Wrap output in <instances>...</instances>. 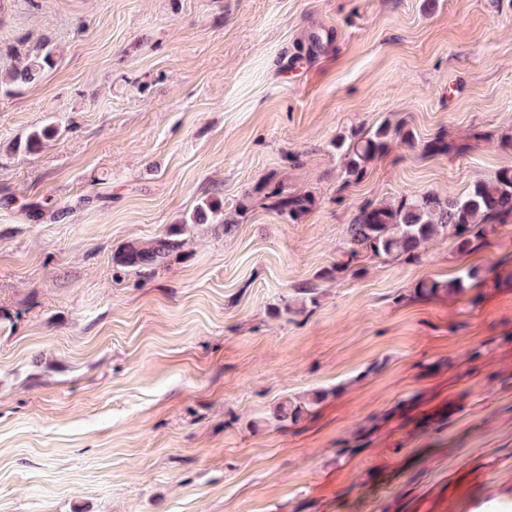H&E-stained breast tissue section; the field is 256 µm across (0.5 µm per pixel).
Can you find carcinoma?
<instances>
[{
  "label": "carcinoma",
  "instance_id": "carcinoma-1",
  "mask_svg": "<svg viewBox=\"0 0 512 512\" xmlns=\"http://www.w3.org/2000/svg\"><path fill=\"white\" fill-rule=\"evenodd\" d=\"M53 61V49H42L28 58L22 68L0 77V93L7 94L18 83L36 80ZM395 140L410 148L415 147L411 132L399 126L393 128L386 122L337 142L336 150L346 175L356 180L361 178L367 164L387 151ZM453 149L454 146L442 136L423 144V152L431 156ZM266 198L272 200V205L291 221L302 219L315 207V199L309 194L285 195L273 188L266 193ZM204 223H224L223 207L216 202H206L198 206L192 216L182 220L184 225ZM511 223L512 168H504L488 181L475 182L466 195L453 200L425 193L359 208L349 227V250L342 267L348 270L351 264L362 258H413L419 255L426 243L446 233L455 238L459 250L468 251L493 232L495 225ZM181 246L178 233L169 232L155 238L147 247L129 245L116 263L127 268L152 270L163 264ZM476 277L477 274L473 272L467 273V278L471 280ZM465 279L459 277L445 286L437 281H429L423 283L421 289L426 293H434L442 287L459 290L465 288ZM303 414L301 405L289 403L281 405L275 417L283 422L289 419L296 421Z\"/></svg>",
  "mask_w": 512,
  "mask_h": 512
}]
</instances>
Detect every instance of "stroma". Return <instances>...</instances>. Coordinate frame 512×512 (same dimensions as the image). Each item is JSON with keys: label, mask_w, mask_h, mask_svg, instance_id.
I'll return each instance as SVG.
<instances>
[{"label": "stroma", "mask_w": 512, "mask_h": 512, "mask_svg": "<svg viewBox=\"0 0 512 512\" xmlns=\"http://www.w3.org/2000/svg\"><path fill=\"white\" fill-rule=\"evenodd\" d=\"M45 46L0 93V512H512V224L340 267L362 205L512 166V0H0V74ZM382 122L417 148L347 179ZM53 61V49L45 47L41 52L28 58L22 68L0 77V93L8 94L15 84L29 83L36 80L47 67H51ZM399 140L401 144L415 148V139L404 127L391 128L388 123H381L370 130L352 134L350 139L336 143L341 163L348 177L359 179L364 174L367 164L377 155L385 152L391 143ZM267 199H272V205L291 221H298L309 214L315 207V199L309 194L283 195L276 188L266 193ZM204 223L224 224V210L221 204L212 201L202 203L189 219L182 220L183 226ZM178 232V231H177ZM169 232L155 238L147 247L129 245L115 260L117 265L139 270H152L160 266L173 252L180 249L179 233Z\"/></svg>", "instance_id": "stroma-1"}]
</instances>
